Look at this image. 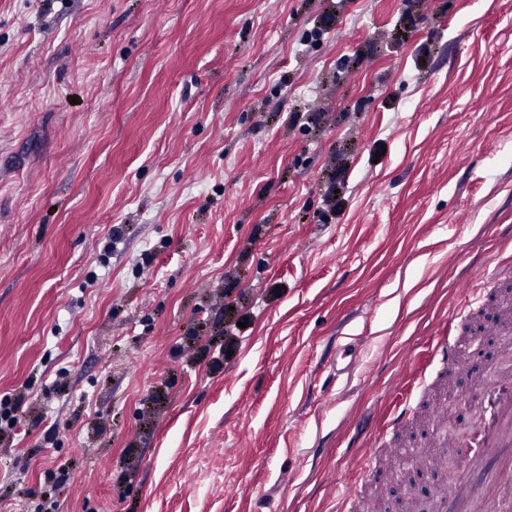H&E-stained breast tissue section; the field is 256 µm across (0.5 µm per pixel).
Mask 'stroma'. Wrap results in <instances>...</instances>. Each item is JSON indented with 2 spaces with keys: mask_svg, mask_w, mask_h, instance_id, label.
<instances>
[{
  "mask_svg": "<svg viewBox=\"0 0 512 512\" xmlns=\"http://www.w3.org/2000/svg\"><path fill=\"white\" fill-rule=\"evenodd\" d=\"M477 273L512 0H0V512H338ZM21 397L11 398L5 395L0 399V424L1 429L4 423V428L14 430L18 428L22 420L18 414L20 408Z\"/></svg>",
  "mask_w": 512,
  "mask_h": 512,
  "instance_id": "obj_1",
  "label": "stroma"
}]
</instances>
